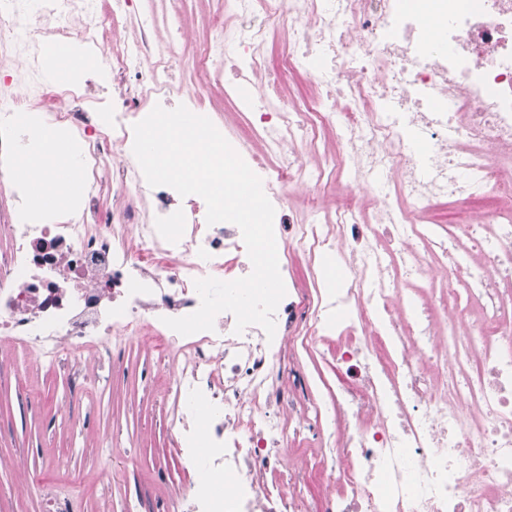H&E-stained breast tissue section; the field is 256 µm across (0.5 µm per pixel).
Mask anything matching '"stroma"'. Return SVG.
I'll return each mask as SVG.
<instances>
[{"instance_id": "1", "label": "stroma", "mask_w": 512, "mask_h": 512, "mask_svg": "<svg viewBox=\"0 0 512 512\" xmlns=\"http://www.w3.org/2000/svg\"><path fill=\"white\" fill-rule=\"evenodd\" d=\"M141 12L158 27L181 23L192 54L179 59L172 84L193 89L189 110L205 109L227 134L246 131L238 113L224 109V89L203 77L196 50L209 44L211 20L221 0H140ZM82 15L70 21L73 34L61 39L52 25L38 29L41 47L69 46L90 55L96 67L78 72L73 85L84 92L87 110L108 112L112 77L101 48L84 49L78 32ZM0 512H44L41 484L68 498L74 512H167L191 479L168 442L167 380L157 360L129 347L115 367L105 368L71 387L65 370L49 369L36 355L0 342ZM39 485L18 491L19 469Z\"/></svg>"}]
</instances>
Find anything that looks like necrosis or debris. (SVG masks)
Segmentation results:
<instances>
[{"instance_id": "1", "label": "necrosis or debris", "mask_w": 512, "mask_h": 512, "mask_svg": "<svg viewBox=\"0 0 512 512\" xmlns=\"http://www.w3.org/2000/svg\"><path fill=\"white\" fill-rule=\"evenodd\" d=\"M73 12L80 38L97 42L96 0H0V46L36 57L38 24L67 32ZM139 25L140 41L107 52L113 75L134 72L137 98L113 88L108 121L44 115V144L59 126L84 141L86 207L10 225L0 338L50 365L73 356L79 374L130 344L161 354L175 375L171 446L196 475L185 512H512V0H225L207 49L225 98L266 71L278 26L294 46L282 70L304 69L323 92L301 107L270 82L262 108L244 110L273 206L291 185L339 186L295 148L314 121L338 133L334 168L380 200L275 225L288 288L271 339L256 325L235 333L229 312L188 336L164 323L198 309L195 280L246 276L250 259L236 225H207L203 202L149 186L137 160H112L142 118L136 102L166 94L177 60V30ZM46 97L79 94L0 92V180L29 137L9 127L11 112ZM110 165L105 212L96 174ZM490 190L494 207L464 234L421 221L434 202ZM291 249L309 260L305 284L283 261ZM330 258L339 268L323 284ZM315 351L325 365L307 368ZM306 431L322 463L309 498L297 491L304 468L281 453Z\"/></svg>"}]
</instances>
